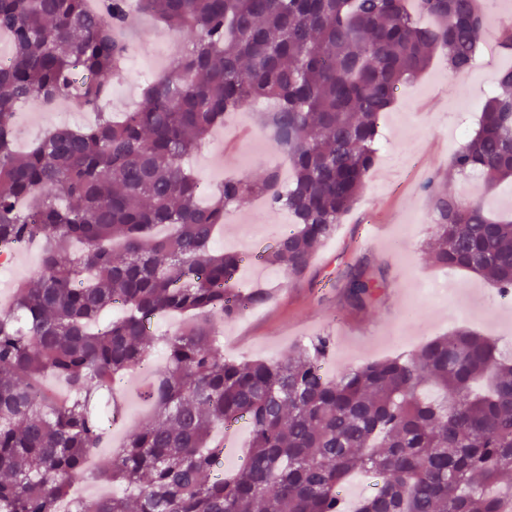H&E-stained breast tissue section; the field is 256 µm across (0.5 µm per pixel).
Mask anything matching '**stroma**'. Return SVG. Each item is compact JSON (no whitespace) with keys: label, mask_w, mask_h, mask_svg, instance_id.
Masks as SVG:
<instances>
[{"label":"stroma","mask_w":512,"mask_h":512,"mask_svg":"<svg viewBox=\"0 0 512 512\" xmlns=\"http://www.w3.org/2000/svg\"><path fill=\"white\" fill-rule=\"evenodd\" d=\"M489 21L481 36L478 62L456 72L443 57L397 95L380 121L375 163L357 202L335 234L317 249L307 276L286 277L260 265L240 271L246 287H265L268 304L245 311L224 326V357L234 362L284 359L289 348L319 336L332 346L323 370L340 379L365 363L404 358L428 340L466 327L493 339L506 352L512 339V298L499 295L483 278L434 266L430 257L432 202L428 181L452 193H479L478 176L465 179L448 171L457 150L455 129L475 131L501 71L512 68V49L499 35L512 24V5L487 0ZM224 175H261L266 168L288 174V160L258 117L233 114L209 145L189 161L203 176L216 157ZM290 218L286 211L246 202L227 215L215 249L262 252ZM361 265L383 286L371 304H349L345 272Z\"/></svg>","instance_id":"obj_1"}]
</instances>
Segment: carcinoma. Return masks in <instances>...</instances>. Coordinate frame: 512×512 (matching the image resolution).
Returning <instances> with one entry per match:
<instances>
[{
	"label": "carcinoma",
	"mask_w": 512,
	"mask_h": 512,
	"mask_svg": "<svg viewBox=\"0 0 512 512\" xmlns=\"http://www.w3.org/2000/svg\"><path fill=\"white\" fill-rule=\"evenodd\" d=\"M406 2L137 0L189 47L116 121L105 101L128 51L127 0L93 11L84 0H0L13 48L0 67V254L35 243L43 253L40 277L0 308V512H56L105 439L101 403L121 415L112 384L156 340L167 366L143 391L154 417L87 476L121 491L76 512H343L340 489L357 472L381 485L354 512H512V360L489 339L459 329L336 383L323 372L325 337L278 363H229L218 334L270 299L238 285L240 253L211 247L228 211L256 196L287 211L290 229L257 258L304 277L358 200L399 89L436 54L456 71L477 63L481 0H415L431 26ZM32 99L70 101L97 119L19 152L16 109ZM260 99L277 103L268 124L288 155V185L267 170L202 191L182 159ZM448 169L478 172L488 189L512 183V70ZM433 211L435 262L512 296V220L447 191L434 192ZM379 288L364 268L350 272L351 303ZM115 303L122 315L105 319ZM182 313L194 319L177 332H150ZM48 375L66 398L43 387ZM240 420L249 453L224 479L211 431Z\"/></svg>",
	"instance_id": "obj_1"
}]
</instances>
